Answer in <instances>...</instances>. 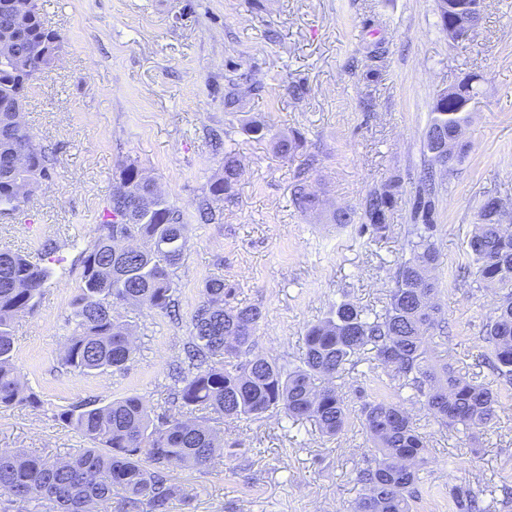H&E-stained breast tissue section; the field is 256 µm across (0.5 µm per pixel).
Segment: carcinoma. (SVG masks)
I'll list each match as a JSON object with an SVG mask.
<instances>
[{"mask_svg":"<svg viewBox=\"0 0 512 512\" xmlns=\"http://www.w3.org/2000/svg\"><path fill=\"white\" fill-rule=\"evenodd\" d=\"M1 44L7 55L0 54V214L11 215L26 206L55 168L53 153L36 141L22 112L35 81L54 65L62 36L44 23L39 0H0ZM460 87L464 92L455 93V100L441 93L433 103L425 132L432 164L419 178L413 224L381 310L368 312L342 300L328 317L306 328L300 354L266 357L253 353L261 310L232 304L235 289L213 278L191 318L188 365L176 368L162 411L138 395L63 408L55 419L81 434L90 447L56 461L1 451L0 490L16 501L49 500L57 512H94L117 488L126 494L130 509L143 502L149 512H168L171 501L184 495L171 483L169 470L206 468L224 447L206 414L234 420L282 413L294 422H312L319 434L331 438L344 431L349 419L335 381L365 364L368 371L385 376L395 393L407 389L410 394L394 402L358 390L369 448L357 468L359 492L350 512H413L429 449L405 402L416 400L441 426L468 439L484 434L500 407L491 384L436 362L428 348L430 339L445 338L447 324L435 276L442 264L436 244V179L467 153L462 131L470 113L459 111L460 98L477 94L471 84ZM274 145L290 161L304 139L281 134ZM211 146L224 152V176L209 185L199 203L200 219L208 224L221 222L224 201L234 195L242 173L237 154L223 148L220 135L212 134ZM22 182L29 186L23 198L18 191ZM400 188L401 180L393 178L366 195L361 212L338 209L332 221L344 226L359 219L371 238L384 239ZM291 198L302 212L320 205L303 180L293 185ZM189 241L182 212L155 181L137 161L121 163L96 235L81 252L82 276L72 302L74 329L63 348L62 365L83 376L125 369L134 345L118 308L146 304L170 312L176 304V271ZM467 246L476 288L497 294L482 329L485 352L478 363L490 367L497 383L512 386V224L504 223V210L486 201ZM50 276L48 266L0 249L1 408L42 407L38 395L21 383L14 323L19 314L36 308ZM448 494L456 512H482L483 489L471 480H460Z\"/></svg>","mask_w":512,"mask_h":512,"instance_id":"cac0c4a2","label":"carcinoma"}]
</instances>
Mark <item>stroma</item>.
Here are the masks:
<instances>
[{
	"label": "stroma",
	"mask_w": 512,
	"mask_h": 512,
	"mask_svg": "<svg viewBox=\"0 0 512 512\" xmlns=\"http://www.w3.org/2000/svg\"><path fill=\"white\" fill-rule=\"evenodd\" d=\"M49 2L44 17L61 33L62 52L31 89L24 119L53 149L56 167L24 212L0 216V249L37 258L45 241L56 245L38 307L15 322L17 363L43 405L0 409V449L61 460L86 441L55 420L58 409L129 394L163 406L211 278L235 289L237 303L261 309L255 350L273 357L300 353L307 324L326 317L336 301L380 307L430 160L424 135L436 94L476 74L477 104L463 132L469 151L440 178L436 202L439 299L450 337L434 353L470 371L495 296L471 286L468 237L488 198L512 209V0H485L484 19L463 45L449 40L436 0ZM245 71L261 91L241 89L236 107L225 110L229 80ZM252 124L269 136L256 138ZM214 130L225 132L243 173L221 223L204 224L197 206L222 169L210 147ZM292 132L305 143L286 162L271 137ZM129 159L190 226L177 271L179 314L121 309L135 348L127 369L81 377L61 363L81 252L112 197L119 163ZM300 174L321 194V210L293 206ZM394 174L404 185L388 238L334 225V210L359 209ZM500 403L476 451L421 405L411 406L431 456L419 473L414 512H453L448 485L467 472L495 489L483 498L485 512H512L502 503L504 492L512 493V387L501 389ZM214 427L247 455L171 470L185 495L169 512H348L365 450L358 418L331 439L275 412Z\"/></svg>",
	"instance_id": "obj_1"
}]
</instances>
